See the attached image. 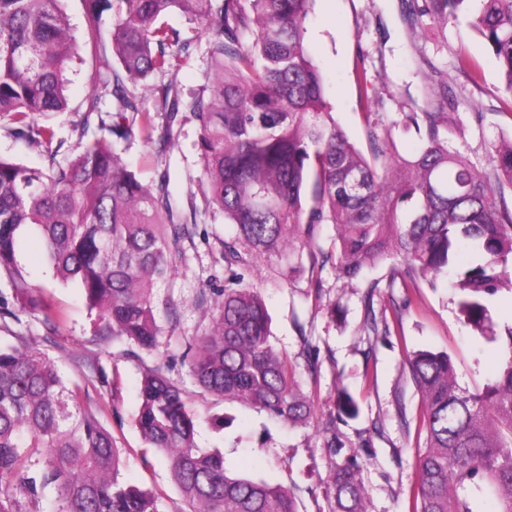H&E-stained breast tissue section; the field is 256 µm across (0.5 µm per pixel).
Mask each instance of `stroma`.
<instances>
[{"instance_id":"1","label":"stroma","mask_w":512,"mask_h":512,"mask_svg":"<svg viewBox=\"0 0 512 512\" xmlns=\"http://www.w3.org/2000/svg\"><path fill=\"white\" fill-rule=\"evenodd\" d=\"M166 21L193 40L191 59L175 78L181 99L187 102L211 77L207 35L192 29L180 13L169 14ZM307 28V43L322 73L326 98L359 147L367 145L357 115L359 87L354 80L360 57L388 112L401 111L407 98L421 99L430 68L443 71L460 102L457 113L448 118L451 138L479 167L493 165L491 141L512 139V99L501 91L495 61L465 21L431 20L421 34L406 24L401 0H316ZM462 53L480 63L478 82L456 68ZM99 66L98 57L85 46L69 64V109L48 119L56 141L65 144L60 157H67L68 146L79 135L94 139L101 125L112 122L109 96L91 119L82 115L95 91L89 75ZM174 134L175 145L165 151L140 135L121 146L124 160L143 182L168 180L177 214L189 229L183 242L185 257L159 290L161 300L168 303L160 312L167 327L159 349L134 353L123 341L99 335L79 288L53 277L33 240L20 262L59 313L58 329L47 332L40 316L22 310L8 327H0V345L25 337L33 350L58 366L67 387L87 391L86 409L112 433L121 452L123 480L156 490L160 512H184L185 503L171 481L168 460L146 454L135 424L140 379L146 369L157 365L164 366L184 389L198 414V447L223 452L228 473L291 484L298 512H329V485L337 457L325 448L323 431L334 415L345 443L340 455L357 456L362 464L369 512H409L415 461L423 442L415 421L421 397L406 367L408 353L419 349L448 353L458 385L472 391L493 379L498 344L486 342L463 323L457 299L443 282L423 288L404 312L400 329L387 336L364 335L363 289L344 286L331 264L321 273L322 289L311 288L308 254L298 249L290 262L262 260L245 268L241 284L259 289L272 317L271 343L294 361L295 379L313 400L311 419L286 423L205 392L189 377L182 356L191 337L206 325L200 299L215 297L224 289L222 243L235 230L206 204V180L196 150L200 129L192 112H181ZM331 303L342 307L343 316H329ZM345 393L357 403V414L339 416L338 401Z\"/></svg>"}]
</instances>
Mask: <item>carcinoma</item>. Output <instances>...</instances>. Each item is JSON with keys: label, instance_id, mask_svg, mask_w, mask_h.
I'll return each instance as SVG.
<instances>
[{"label": "carcinoma", "instance_id": "obj_1", "mask_svg": "<svg viewBox=\"0 0 512 512\" xmlns=\"http://www.w3.org/2000/svg\"><path fill=\"white\" fill-rule=\"evenodd\" d=\"M64 0H0V115L15 134L44 148L48 164L32 168L0 158V278L14 308L37 312L49 329L56 315L18 261L23 238L40 239L55 279L81 290L100 331L140 350L158 349L164 328L156 290L183 259L188 228L175 220L166 182L143 183L117 145L139 131L149 143L174 145L181 106L200 126V163L210 203L236 228L224 241V268L253 257L283 259L308 248L311 283L334 262L337 279L359 283L363 271L391 261L383 279L365 284L363 331L390 332L373 297L400 288L406 308L426 283L436 287L458 248L481 255L453 284L465 324L500 342L502 367L483 388L459 387L445 352L420 350L408 359L422 396L418 430L425 433L410 512H512V325L491 330L487 301L512 292V145L490 143L494 166L482 170L452 146L446 108L459 103L439 72L425 76L421 107L382 112L383 101L360 102L368 148L358 147L325 97L323 77L306 45L315 0H83L86 28L77 39ZM402 0L406 22L464 15L498 63L501 91L512 98V0ZM113 11L110 43L104 13ZM182 13L209 35L212 77L188 104L173 81L191 58V41L164 17ZM117 66L90 81L115 100L112 125L92 142H64L39 118L68 109L67 69L78 42ZM168 115L162 134L138 106L137 89ZM416 143L414 154L398 140ZM322 224L336 228L332 251L315 243ZM270 316L259 292L233 276L209 306V323L192 337L186 359L195 383L210 394L259 407L293 423L312 412L288 355L270 341ZM136 425L144 444L165 455L188 512H296L293 487L230 475L222 453L195 443L197 416L163 367L147 370L139 387ZM325 447H344L336 418ZM362 466L350 456L331 477L330 512H367ZM112 434L65 386L56 366L26 346H0V512H32L52 494L56 512H159L156 493L119 479Z\"/></svg>", "mask_w": 512, "mask_h": 512}]
</instances>
